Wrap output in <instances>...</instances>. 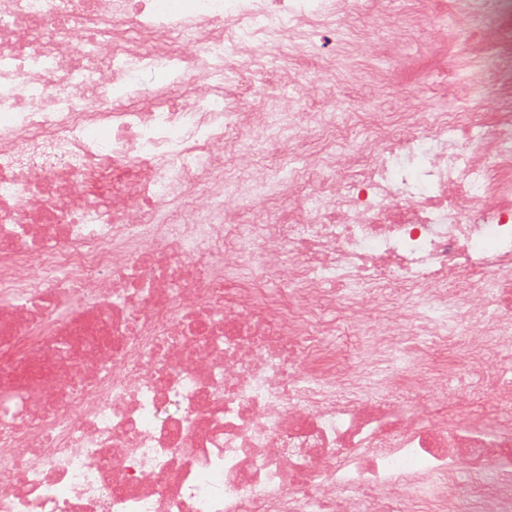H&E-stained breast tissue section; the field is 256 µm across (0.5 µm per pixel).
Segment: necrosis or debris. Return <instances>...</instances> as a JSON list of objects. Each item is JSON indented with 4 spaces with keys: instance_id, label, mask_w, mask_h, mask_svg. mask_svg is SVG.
Returning a JSON list of instances; mask_svg holds the SVG:
<instances>
[{
    "instance_id": "1",
    "label": "necrosis or debris",
    "mask_w": 512,
    "mask_h": 512,
    "mask_svg": "<svg viewBox=\"0 0 512 512\" xmlns=\"http://www.w3.org/2000/svg\"><path fill=\"white\" fill-rule=\"evenodd\" d=\"M279 2L0 0V512H512V315L489 310L512 284V69L476 53L447 85L462 111L412 97L359 144L313 67L242 126L220 93L242 45L335 16L350 40L362 14L407 31L427 5ZM490 14L511 39L512 0H452L445 26L475 45ZM129 24L171 47L129 48ZM158 71L191 107L114 111ZM420 127L453 145L413 152L414 181L388 143ZM309 132L333 162L299 168ZM231 133L239 165L270 158L248 196L213 188ZM458 349L491 429L448 423Z\"/></svg>"
}]
</instances>
